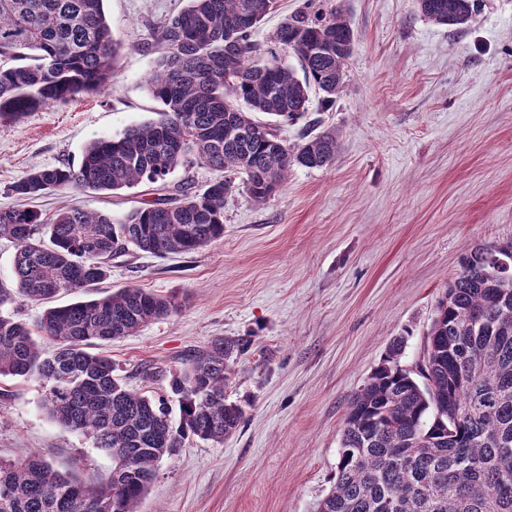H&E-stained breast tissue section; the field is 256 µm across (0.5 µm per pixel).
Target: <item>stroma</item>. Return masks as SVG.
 I'll list each match as a JSON object with an SVG mask.
<instances>
[{
	"instance_id": "1",
	"label": "stroma",
	"mask_w": 512,
	"mask_h": 512,
	"mask_svg": "<svg viewBox=\"0 0 512 512\" xmlns=\"http://www.w3.org/2000/svg\"><path fill=\"white\" fill-rule=\"evenodd\" d=\"M185 0H105L122 49L108 90L0 120V208L50 216L77 206L114 221L159 197L144 182L20 200L28 171L78 166L88 143L156 118L145 77L152 41ZM356 46L332 107L311 94L302 124L335 131L333 165L296 167L264 203L224 204V235L191 254L114 258L104 296L134 284L170 297L171 316L103 345L130 389L164 386L218 338H245L226 389L245 421L223 443L187 439L163 459L139 512H316L332 488L346 403L396 340L420 355L436 302L477 244L512 239V0H481L464 25L423 17L416 0H342ZM0 459L35 455L82 476L111 455L41 406L38 382H5Z\"/></svg>"
}]
</instances>
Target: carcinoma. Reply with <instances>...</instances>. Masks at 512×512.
<instances>
[{
  "instance_id": "cac0c4a2",
  "label": "carcinoma",
  "mask_w": 512,
  "mask_h": 512,
  "mask_svg": "<svg viewBox=\"0 0 512 512\" xmlns=\"http://www.w3.org/2000/svg\"><path fill=\"white\" fill-rule=\"evenodd\" d=\"M105 0H0V118L29 112L112 81L119 43ZM158 28L167 51L146 78L160 118L88 143L78 167H46L10 186L21 198L69 188L117 193L163 182L176 168L223 173L202 191L180 188L170 205L144 203L124 221L80 209L43 220L27 208L0 209V237L17 243L12 285H0V380L37 381L43 407L64 428L112 454V472L93 483L32 458L0 460V512H138L158 463L196 437L217 444L240 426L243 408L225 389L246 350L218 338L174 373L168 390L127 387L112 359L86 351L136 333L176 310L172 298L129 285L47 308L34 326L8 308L86 291L129 247L165 257L189 254L224 236V202L241 190L255 203L275 194L296 166L336 160L334 133L302 129L293 144L248 117L294 123L309 93L329 108L346 78L356 38L342 10L318 0L277 29L274 40L300 70L252 40L273 0H187ZM421 14L458 27L479 0H417ZM512 240L468 248L438 299L422 359L401 364L392 345L349 399L336 480L317 512H512V283L489 274ZM178 404L173 419L169 400Z\"/></svg>"
}]
</instances>
